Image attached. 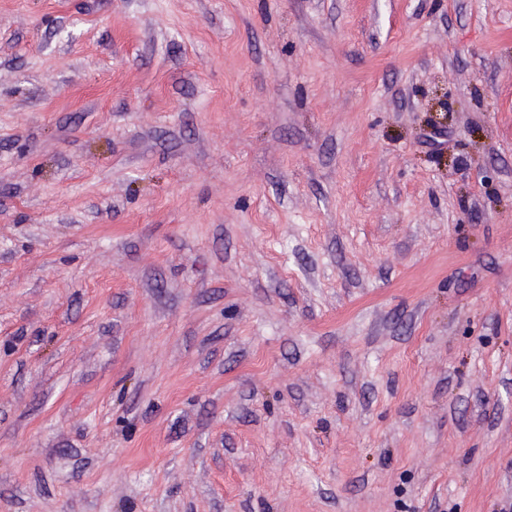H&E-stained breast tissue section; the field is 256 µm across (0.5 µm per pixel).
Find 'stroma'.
<instances>
[{
  "mask_svg": "<svg viewBox=\"0 0 512 512\" xmlns=\"http://www.w3.org/2000/svg\"><path fill=\"white\" fill-rule=\"evenodd\" d=\"M0 512H512V0H0Z\"/></svg>",
  "mask_w": 512,
  "mask_h": 512,
  "instance_id": "stroma-1",
  "label": "stroma"
}]
</instances>
